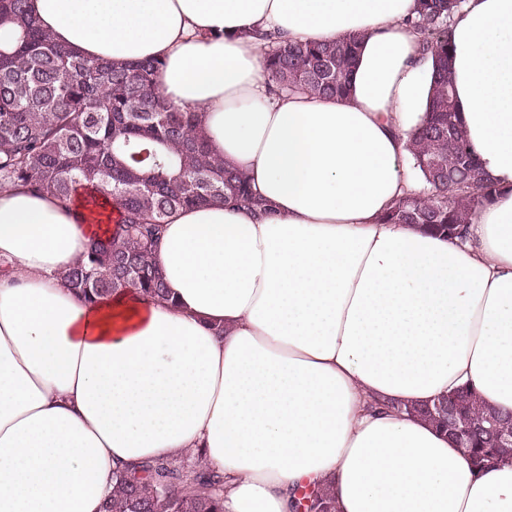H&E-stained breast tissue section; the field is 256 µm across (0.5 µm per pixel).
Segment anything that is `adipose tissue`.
I'll return each mask as SVG.
<instances>
[{"label":"adipose tissue","mask_w":512,"mask_h":512,"mask_svg":"<svg viewBox=\"0 0 512 512\" xmlns=\"http://www.w3.org/2000/svg\"><path fill=\"white\" fill-rule=\"evenodd\" d=\"M92 59L161 61L210 150L271 206L173 215L168 299L61 281L99 227L82 197L0 187V512H103L116 468L202 451L224 512H512V459L476 472L408 416L469 385L512 413V0L450 22L456 104L499 191L465 239L382 217L427 107L416 0H30ZM256 29L354 37L347 93L269 98Z\"/></svg>","instance_id":"adipose-tissue-1"}]
</instances>
